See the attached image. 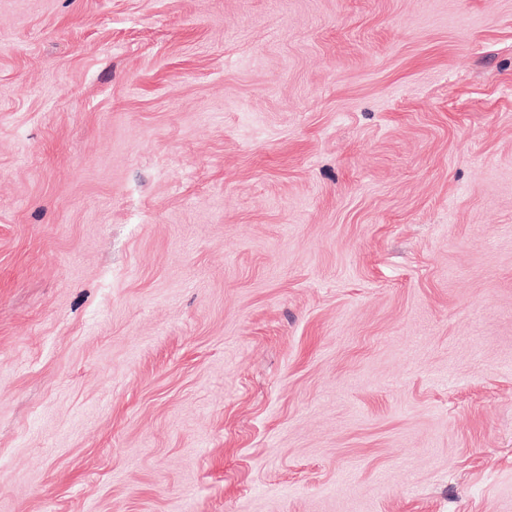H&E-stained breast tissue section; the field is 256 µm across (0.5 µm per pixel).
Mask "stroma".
<instances>
[{
  "instance_id": "1",
  "label": "stroma",
  "mask_w": 512,
  "mask_h": 512,
  "mask_svg": "<svg viewBox=\"0 0 512 512\" xmlns=\"http://www.w3.org/2000/svg\"><path fill=\"white\" fill-rule=\"evenodd\" d=\"M0 512H512V0H0Z\"/></svg>"
}]
</instances>
